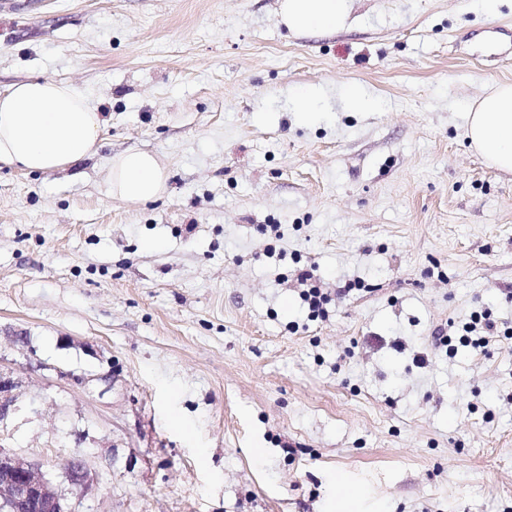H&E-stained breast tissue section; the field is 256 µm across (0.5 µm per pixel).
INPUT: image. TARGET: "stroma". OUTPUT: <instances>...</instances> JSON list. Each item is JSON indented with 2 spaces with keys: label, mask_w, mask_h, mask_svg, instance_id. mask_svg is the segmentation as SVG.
Segmentation results:
<instances>
[{
  "label": "stroma",
  "mask_w": 512,
  "mask_h": 512,
  "mask_svg": "<svg viewBox=\"0 0 512 512\" xmlns=\"http://www.w3.org/2000/svg\"><path fill=\"white\" fill-rule=\"evenodd\" d=\"M279 9L0 7V91L67 81L105 119L81 178L0 167V447L66 512H512V338L434 342L476 312L512 327V175L465 126L512 83V0H351L333 33ZM127 150L162 197L110 195ZM109 193L128 202H148L167 190V175L156 156L130 151L108 160ZM297 280L301 285L307 287L302 291L301 297L308 305L309 316L311 318H325L327 311L324 305H327L331 301V298L317 285L313 270L307 267L299 269Z\"/></svg>",
  "instance_id": "35a3bbf8"
}]
</instances>
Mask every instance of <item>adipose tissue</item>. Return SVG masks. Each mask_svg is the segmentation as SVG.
Instances as JSON below:
<instances>
[{"label": "adipose tissue", "instance_id": "ef3b65f1", "mask_svg": "<svg viewBox=\"0 0 512 512\" xmlns=\"http://www.w3.org/2000/svg\"><path fill=\"white\" fill-rule=\"evenodd\" d=\"M349 0H283L289 30L344 27ZM104 119L90 98L68 82L31 78L0 91V164L54 174L97 156ZM472 148L491 168L512 174V83L484 93L466 114ZM109 192L128 202H148L167 190L156 156L130 151L108 161Z\"/></svg>", "mask_w": 512, "mask_h": 512}]
</instances>
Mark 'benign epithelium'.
Instances as JSON below:
<instances>
[{
	"label": "benign epithelium",
	"mask_w": 512,
	"mask_h": 512,
	"mask_svg": "<svg viewBox=\"0 0 512 512\" xmlns=\"http://www.w3.org/2000/svg\"><path fill=\"white\" fill-rule=\"evenodd\" d=\"M17 383L0 376V424L14 410ZM0 512H66L52 482L14 454L0 450Z\"/></svg>",
	"instance_id": "obj_1"
}]
</instances>
